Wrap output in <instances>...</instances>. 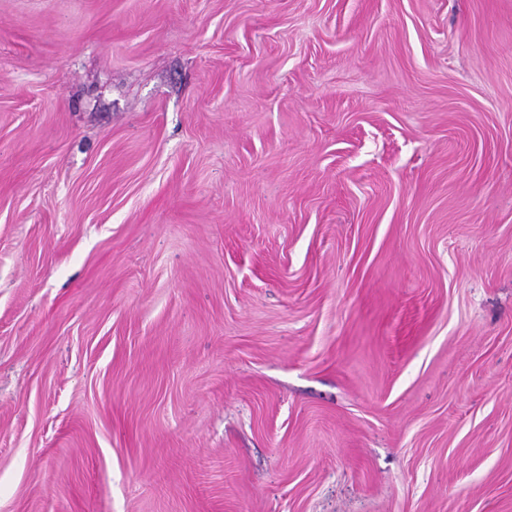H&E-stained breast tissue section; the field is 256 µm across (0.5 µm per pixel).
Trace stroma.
Instances as JSON below:
<instances>
[{
    "label": "stroma",
    "instance_id": "stroma-1",
    "mask_svg": "<svg viewBox=\"0 0 512 512\" xmlns=\"http://www.w3.org/2000/svg\"><path fill=\"white\" fill-rule=\"evenodd\" d=\"M0 512H512V0H0Z\"/></svg>",
    "mask_w": 512,
    "mask_h": 512
}]
</instances>
